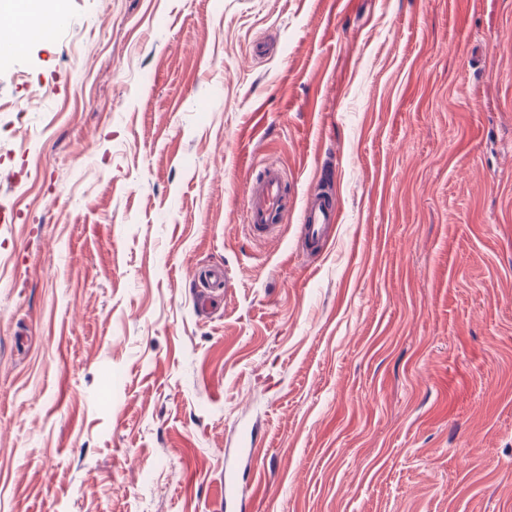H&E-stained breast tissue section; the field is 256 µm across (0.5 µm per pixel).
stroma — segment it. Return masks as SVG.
Instances as JSON below:
<instances>
[{"label":"stroma","instance_id":"1","mask_svg":"<svg viewBox=\"0 0 512 512\" xmlns=\"http://www.w3.org/2000/svg\"><path fill=\"white\" fill-rule=\"evenodd\" d=\"M61 4L0 56V512H512V0ZM285 173L275 164H265L260 175L248 186L245 223L254 240L276 235L288 219ZM339 215L330 190L307 195L299 224L298 247L308 256L324 252L334 241Z\"/></svg>","mask_w":512,"mask_h":512}]
</instances>
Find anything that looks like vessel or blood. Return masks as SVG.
<instances>
[{
  "label": "vessel or blood",
  "instance_id": "obj_1",
  "mask_svg": "<svg viewBox=\"0 0 512 512\" xmlns=\"http://www.w3.org/2000/svg\"><path fill=\"white\" fill-rule=\"evenodd\" d=\"M285 173L275 164L264 165L247 192L245 222L250 236L258 241L276 235L288 219ZM339 215L328 190L307 195L299 224L298 247L303 254L324 252L334 241Z\"/></svg>",
  "mask_w": 512,
  "mask_h": 512
}]
</instances>
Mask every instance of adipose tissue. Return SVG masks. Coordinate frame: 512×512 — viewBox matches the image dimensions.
I'll return each mask as SVG.
<instances>
[{
	"label": "adipose tissue",
	"instance_id": "ef3b65f1",
	"mask_svg": "<svg viewBox=\"0 0 512 512\" xmlns=\"http://www.w3.org/2000/svg\"><path fill=\"white\" fill-rule=\"evenodd\" d=\"M58 13V0H0V41L9 40L15 50L25 49L47 35L44 17Z\"/></svg>",
	"mask_w": 512,
	"mask_h": 512
}]
</instances>
